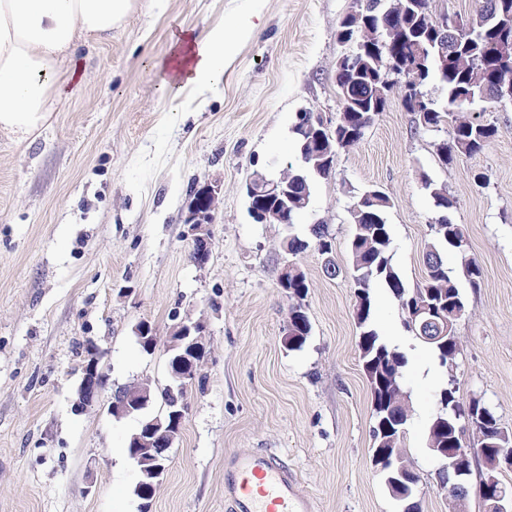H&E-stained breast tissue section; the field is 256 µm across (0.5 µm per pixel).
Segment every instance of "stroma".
I'll return each instance as SVG.
<instances>
[{"instance_id":"35a3bbf8","label":"stroma","mask_w":512,"mask_h":512,"mask_svg":"<svg viewBox=\"0 0 512 512\" xmlns=\"http://www.w3.org/2000/svg\"><path fill=\"white\" fill-rule=\"evenodd\" d=\"M354 4L262 0L256 36L226 58L219 83L176 93L165 85L174 35L204 36L246 13L248 0H133L111 36H78L38 131L20 142L0 129V512H138L127 454L137 419L113 418L103 404L71 409L85 346L105 350L110 388L162 383L168 357L142 352L135 328L146 321L164 337L185 317L205 326V380L190 394L153 512H225L232 451L286 460L314 512H399L371 464L351 281L326 277L315 251L299 256L312 334L288 350L290 302L277 284L288 228L253 223L244 193L254 171L293 160L296 112L335 116L336 64L348 50L336 30ZM483 117L499 137L444 166L447 131L416 127L392 96L364 138L337 151L297 227L327 225L337 263L348 266V207L382 188L394 201L393 262L414 288L435 216L420 176L445 186L482 268L456 326L458 394L483 399L512 430V106ZM210 185L212 254L200 266L189 256L188 215ZM373 315L409 358L406 446L422 475V512H448L426 449L446 377L385 291Z\"/></svg>"}]
</instances>
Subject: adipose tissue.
Wrapping results in <instances>:
<instances>
[{
  "mask_svg": "<svg viewBox=\"0 0 512 512\" xmlns=\"http://www.w3.org/2000/svg\"><path fill=\"white\" fill-rule=\"evenodd\" d=\"M132 0H0V128L27 138L47 120L53 79L77 32L106 36ZM250 16L213 28L204 39L182 34L172 61L180 85L211 88L224 60L253 36Z\"/></svg>",
  "mask_w": 512,
  "mask_h": 512,
  "instance_id": "ef3b65f1",
  "label": "adipose tissue"
}]
</instances>
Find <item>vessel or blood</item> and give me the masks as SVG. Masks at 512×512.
I'll return each mask as SVG.
<instances>
[{
	"label": "vessel or blood",
	"mask_w": 512,
	"mask_h": 512,
	"mask_svg": "<svg viewBox=\"0 0 512 512\" xmlns=\"http://www.w3.org/2000/svg\"><path fill=\"white\" fill-rule=\"evenodd\" d=\"M227 512H313L310 494L277 456L230 452L224 457Z\"/></svg>",
	"instance_id": "1"
}]
</instances>
